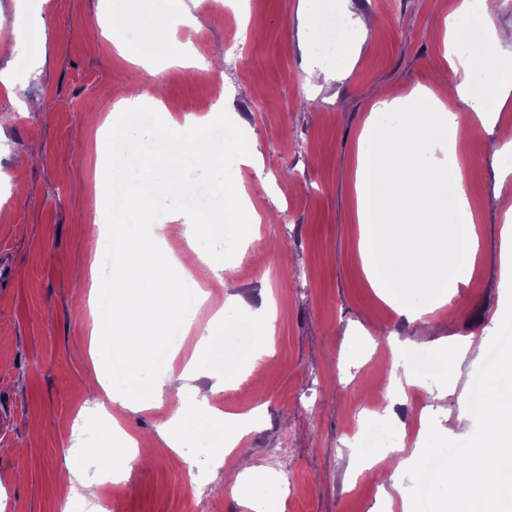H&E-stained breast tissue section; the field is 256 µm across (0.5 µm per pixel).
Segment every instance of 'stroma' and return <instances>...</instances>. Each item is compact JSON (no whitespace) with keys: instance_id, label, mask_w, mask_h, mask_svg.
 Returning a JSON list of instances; mask_svg holds the SVG:
<instances>
[{"instance_id":"obj_1","label":"stroma","mask_w":512,"mask_h":512,"mask_svg":"<svg viewBox=\"0 0 512 512\" xmlns=\"http://www.w3.org/2000/svg\"><path fill=\"white\" fill-rule=\"evenodd\" d=\"M460 0H195L193 28L154 30L153 76L129 62L100 34L109 16L126 18V37L138 42L145 21L163 0H0V63L11 62L14 96L0 92V512H69L72 494L59 478L65 465L90 463V448L110 441L102 413L93 411L86 385L94 378L88 349L92 324L91 262L103 256L99 223L105 218L104 171L107 118L130 84L148 85L143 104L163 100L170 112L198 115L221 103L260 157L258 168L237 166L233 178L259 214L261 224L249 256L225 261L222 277L205 266L193 284L210 296L192 303L186 318L193 332L171 330L182 354H191L217 301L223 279L235 298L215 328L230 351L203 346L196 386L208 388L214 373L247 374L239 387L211 396L227 414L259 410V422L243 446L255 468L243 492L226 495L225 478L210 483L205 512H249L243 494L257 495L270 512H383L380 491L354 477L363 449L350 441L352 420L372 423L369 389L381 363L410 374L413 387L392 393L386 411L390 445L423 447L430 424L447 430L448 415L465 410L476 364H467L456 391L444 393L437 339L472 333L492 337L506 306L499 278L500 228L512 207V188L497 194V172L487 157L500 136L512 134V105L491 134L471 141L468 195L482 216L481 252L456 299L454 316L435 314L427 333L407 322L369 287L357 249L351 185L358 137L379 90L401 98L416 86L451 81L444 57L445 22ZM352 10L376 26L341 82L324 90L306 81L311 63L335 67V54H320L312 30H299L302 12L322 19ZM259 21L241 50L229 47L242 31L241 17ZM17 17L46 31L45 65L33 71L26 52L9 33ZM224 61L223 79L209 74L186 79L163 66L172 40ZM40 100L45 109L19 111ZM24 186L18 196L16 186ZM225 300V299H224ZM275 317L274 357L257 366L258 341L249 315ZM371 338L367 353L362 337ZM439 394L422 401L419 389ZM192 394L132 412L111 406L124 430L152 442L154 463L137 462L130 486H102L98 499L113 512H193L194 488L185 480L184 459L201 476L213 462L212 423L192 414L185 446L169 448L161 423ZM293 451L301 486L285 498L271 473L260 466L279 440Z\"/></svg>"}]
</instances>
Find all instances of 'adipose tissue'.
Wrapping results in <instances>:
<instances>
[{
	"instance_id": "ef3b65f1",
	"label": "adipose tissue",
	"mask_w": 512,
	"mask_h": 512,
	"mask_svg": "<svg viewBox=\"0 0 512 512\" xmlns=\"http://www.w3.org/2000/svg\"><path fill=\"white\" fill-rule=\"evenodd\" d=\"M455 75L452 91L419 86L408 95L412 106L403 128L382 122L375 104L359 138L353 174L360 251L372 287L395 311L416 321L453 305L469 281L479 250L475 230L480 217L467 195L472 164L467 139L489 131L500 110L512 100V30L489 26L480 52L449 48ZM453 96L470 109L468 117L447 107ZM210 117L170 120L169 132L154 144L160 157L195 152V133ZM166 225H156L153 246L123 239L118 275L113 283L112 351L139 362L164 344L166 326L182 312L183 287L196 265L211 264L210 255L189 247L182 259L162 247ZM481 336L437 340L446 354L443 380L456 390L463 361L480 355Z\"/></svg>"
}]
</instances>
